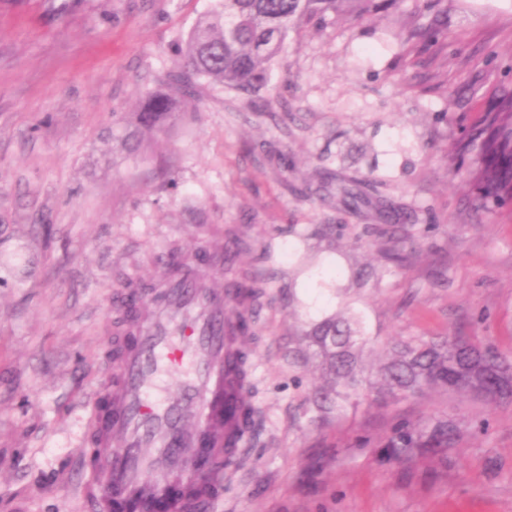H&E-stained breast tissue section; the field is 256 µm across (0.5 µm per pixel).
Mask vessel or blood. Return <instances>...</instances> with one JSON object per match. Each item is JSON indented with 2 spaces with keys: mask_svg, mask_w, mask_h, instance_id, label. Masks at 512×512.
<instances>
[{
  "mask_svg": "<svg viewBox=\"0 0 512 512\" xmlns=\"http://www.w3.org/2000/svg\"><path fill=\"white\" fill-rule=\"evenodd\" d=\"M228 327L223 293L184 280L170 282L151 316L138 324L100 416L99 444L116 448L106 460L114 497L164 495L165 478L187 448L215 428L226 402L242 397L227 363ZM170 370L183 373L173 394L159 388ZM223 482L220 468L194 480L184 512H208L212 489Z\"/></svg>",
  "mask_w": 512,
  "mask_h": 512,
  "instance_id": "vessel-or-blood-1",
  "label": "vessel or blood"
}]
</instances>
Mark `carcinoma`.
<instances>
[{
  "mask_svg": "<svg viewBox=\"0 0 512 512\" xmlns=\"http://www.w3.org/2000/svg\"><path fill=\"white\" fill-rule=\"evenodd\" d=\"M371 0H213L211 10L188 33L181 60L166 75L168 92L149 96L138 116L147 129L160 126L175 112L178 97L193 98L206 82H218L250 94L269 82V66L281 55L290 34L318 21L325 23L345 7L356 18ZM471 156L468 182L475 202L512 206V87H495L478 126L459 143ZM233 301L253 312L262 292L255 280L235 282ZM309 354L320 359L330 376L317 391L320 411L349 403L373 402L379 396L410 398L430 390L478 396L490 403H512V345L502 349L476 336H431L391 344L377 371L366 369L360 353L368 343L357 321L330 317L306 335ZM236 424L229 439L239 443L254 430L255 419L242 405L227 412ZM458 437L447 423L430 419L394 429L385 445L388 461L400 463L423 454L447 451Z\"/></svg>",
  "mask_w": 512,
  "mask_h": 512,
  "instance_id": "carcinoma-1",
  "label": "carcinoma"
}]
</instances>
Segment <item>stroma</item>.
Returning <instances> with one entry per match:
<instances>
[{
    "instance_id": "1",
    "label": "stroma",
    "mask_w": 512,
    "mask_h": 512,
    "mask_svg": "<svg viewBox=\"0 0 512 512\" xmlns=\"http://www.w3.org/2000/svg\"><path fill=\"white\" fill-rule=\"evenodd\" d=\"M210 7L0 0V512H93L75 488L120 285L153 284L172 252L211 288L264 278L244 339L262 434L210 512H512V404L430 392L322 420V371L291 357L339 313L372 337L368 366L451 330L512 346V209L475 208L451 155L512 81V0H370L290 35L254 94L203 85L122 143ZM421 25L444 43H401ZM383 224L420 243L401 269ZM430 418L463 432L447 460H383L395 427Z\"/></svg>"
}]
</instances>
